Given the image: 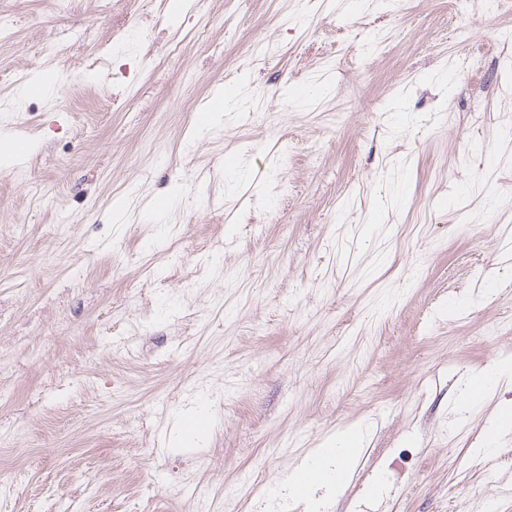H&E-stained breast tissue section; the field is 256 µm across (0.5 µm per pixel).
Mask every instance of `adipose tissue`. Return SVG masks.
<instances>
[{"mask_svg": "<svg viewBox=\"0 0 512 512\" xmlns=\"http://www.w3.org/2000/svg\"><path fill=\"white\" fill-rule=\"evenodd\" d=\"M511 376V360L469 376L459 394L458 407L468 408L481 403L485 395L496 388L501 380ZM365 438L364 429L359 428L350 435L339 437L328 449L316 450L301 465L302 470L307 473L306 480H299L297 473H290L281 488L282 493L305 496L312 502L311 512H323L325 499H318L317 491L326 490L328 497L341 495L350 467L363 450Z\"/></svg>", "mask_w": 512, "mask_h": 512, "instance_id": "adipose-tissue-1", "label": "adipose tissue"}]
</instances>
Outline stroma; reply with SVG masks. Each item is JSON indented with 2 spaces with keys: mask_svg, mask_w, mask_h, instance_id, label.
<instances>
[{
  "mask_svg": "<svg viewBox=\"0 0 512 512\" xmlns=\"http://www.w3.org/2000/svg\"><path fill=\"white\" fill-rule=\"evenodd\" d=\"M169 2L0 0V512H512V0ZM512 376V361L504 360L498 365L479 371L466 379L461 390L457 408L471 407L481 403L486 394L492 391L503 378ZM365 438L364 429L358 426L348 437L341 436L336 443L329 444L328 450L318 448L308 460L289 474L284 485L275 494L303 495L312 503V512L324 510L327 500L316 498V492L325 489L329 499L341 495L350 473L349 466H354L361 454ZM299 471L307 472L304 484L298 480Z\"/></svg>",
  "mask_w": 512,
  "mask_h": 512,
  "instance_id": "1",
  "label": "stroma"
}]
</instances>
